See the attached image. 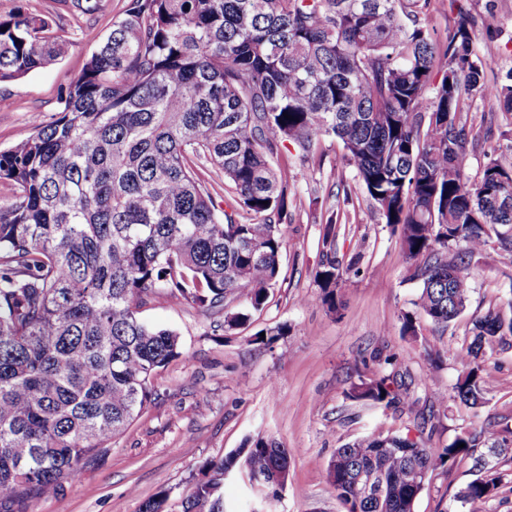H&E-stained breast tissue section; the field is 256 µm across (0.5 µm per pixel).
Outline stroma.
<instances>
[{"mask_svg": "<svg viewBox=\"0 0 512 512\" xmlns=\"http://www.w3.org/2000/svg\"><path fill=\"white\" fill-rule=\"evenodd\" d=\"M125 4L97 0L87 12L78 0H0V17L20 8L41 15L71 43L58 63L0 81V150L27 135L32 117H55L62 89L81 74ZM488 16L496 22L490 31L483 26ZM463 17L473 24L486 80H505L512 74V0H431L425 21L443 38ZM463 116L476 133L467 145L468 180L478 179L492 153L512 163V154L497 150L503 132L512 130V115L476 99ZM319 154L315 162L284 144L273 157L288 182V227L283 278L266 307L229 335L223 312L170 297L148 300L141 318L178 334L179 357L156 372L152 402L110 448L56 495L31 502L28 512H138L143 499L160 491L168 496V512H183L202 464L258 436L289 448L288 484L267 501L240 473L229 474L221 484L225 512H344L327 467L335 448L348 441L397 434L441 447L489 426L512 432V336L487 355L485 406L469 409L451 399L443 414L428 413L434 393L451 390L462 371L455 351L469 342L472 319L491 308L512 311V255L496 251L472 262L473 292L457 320L442 327L417 316L414 334L404 333L402 317L414 313L419 288L407 278L398 236L364 193L345 202L343 187L354 172L341 145L325 140ZM334 213L346 226L336 257L343 265L359 257L360 272L344 275L332 313L314 274L323 227ZM279 323L287 330L274 344L256 343L257 332ZM359 372L409 386L427 420L347 400V381ZM478 479L496 482L483 512H512V458L482 446L429 473L414 512H461L459 493Z\"/></svg>", "mask_w": 512, "mask_h": 512, "instance_id": "1", "label": "stroma"}]
</instances>
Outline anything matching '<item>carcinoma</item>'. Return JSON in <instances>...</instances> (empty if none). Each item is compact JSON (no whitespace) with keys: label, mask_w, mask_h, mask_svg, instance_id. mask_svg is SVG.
Wrapping results in <instances>:
<instances>
[{"label":"carcinoma","mask_w":512,"mask_h":512,"mask_svg":"<svg viewBox=\"0 0 512 512\" xmlns=\"http://www.w3.org/2000/svg\"><path fill=\"white\" fill-rule=\"evenodd\" d=\"M430 0H127L50 121L0 150V512H28L120 436L153 397L152 378L180 355L178 336L138 316L165 295L225 310L234 331L263 310L283 275L288 182L271 158L285 142L314 154L341 142L355 186L399 233L419 312L448 326L467 308L466 266L488 246L512 255V164L491 158L465 179L479 97L512 114V83L488 84L465 17L438 44L421 22ZM70 42L25 10L0 20V81L52 65ZM443 72L432 88L434 71ZM292 116L288 120L285 115ZM250 221L219 211L198 161ZM339 215L331 214L315 272L336 308ZM239 300L243 307L228 309ZM512 316L489 310L457 353L454 397L486 403L485 361ZM345 397L415 412L389 378L359 377ZM483 444L495 429L433 448L366 435L335 449L328 476L345 512H413L429 472ZM290 451L273 438L205 462L183 512H224L221 477L238 468L259 487ZM390 484L381 502L356 478ZM459 496L477 512L495 489ZM167 494L139 512H167Z\"/></svg>","instance_id":"cac0c4a2"}]
</instances>
